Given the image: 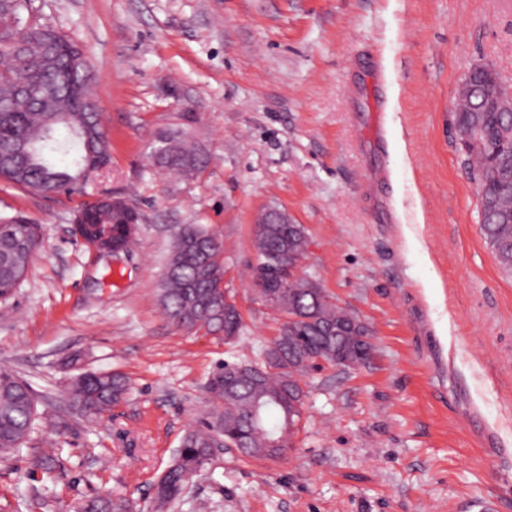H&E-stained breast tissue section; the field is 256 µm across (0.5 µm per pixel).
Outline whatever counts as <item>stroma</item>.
I'll list each match as a JSON object with an SVG mask.
<instances>
[{
  "label": "stroma",
  "instance_id": "35a3bbf8",
  "mask_svg": "<svg viewBox=\"0 0 512 512\" xmlns=\"http://www.w3.org/2000/svg\"><path fill=\"white\" fill-rule=\"evenodd\" d=\"M94 74L112 162L85 192L0 182V215L38 224L43 249L0 298V368L39 418L0 459V512H74L96 496L138 512H512V273L480 232L453 129L467 71L512 86V0H34ZM185 130L197 172L164 174L150 145ZM142 214L129 254L70 232L100 192ZM276 207L303 225L302 272L365 321L370 360L303 375V414L280 459L220 450L166 508L154 486L213 405L224 360L257 361L279 332L254 290V226ZM223 246L242 330L177 326L159 303L178 225ZM412 229L420 247L404 235ZM130 380L84 412L67 385Z\"/></svg>",
  "mask_w": 512,
  "mask_h": 512
}]
</instances>
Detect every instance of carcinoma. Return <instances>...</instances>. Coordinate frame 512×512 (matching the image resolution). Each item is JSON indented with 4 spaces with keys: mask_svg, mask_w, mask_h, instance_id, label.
<instances>
[{
    "mask_svg": "<svg viewBox=\"0 0 512 512\" xmlns=\"http://www.w3.org/2000/svg\"><path fill=\"white\" fill-rule=\"evenodd\" d=\"M30 14L21 23V12ZM53 28L33 16L31 0H11L0 7V180L30 194L56 191L70 195L87 168L111 162L110 144L101 113L88 110L95 99L91 72L72 70L70 61L84 55L74 39L57 33L55 62L41 63L43 35ZM512 99V91L494 68L479 64L468 72L457 92L453 122L457 137L474 135L464 148V165L477 187L481 232L499 266L512 271V112L490 108L494 99ZM156 165L188 174L200 164L197 147L166 134ZM74 233L85 244L106 243L120 254L129 251L130 225L140 224L134 207L115 210L112 204L85 203L73 219ZM257 257L278 248L290 259L304 257L307 236L299 224H260L256 229ZM41 248L40 228L21 215L0 216V296L8 295L26 277ZM221 245L197 224H182L174 235L161 278L160 303L177 325L240 329V317L224 313V267ZM253 282L261 286L265 304L285 317L275 348L265 350L293 367L288 373L263 370L231 391L224 382L242 363L226 360L217 367L208 388L218 406L188 431L170 465L160 477L156 501L165 506L178 498L212 458L214 448H234L249 457H266L265 448L294 429L301 411L284 406L296 377L306 373V361L332 358L341 340L355 362L365 363L362 341L349 328L351 314L331 302L319 284L297 277L284 289L277 276L252 267ZM341 328V337L333 332ZM129 389L120 373L87 372L70 387L81 408L100 415L119 402ZM36 420L32 388L7 369H0V458L21 452ZM86 512H127L128 502L96 498Z\"/></svg>",
    "mask_w": 512,
    "mask_h": 512,
    "instance_id": "1",
    "label": "carcinoma"
}]
</instances>
